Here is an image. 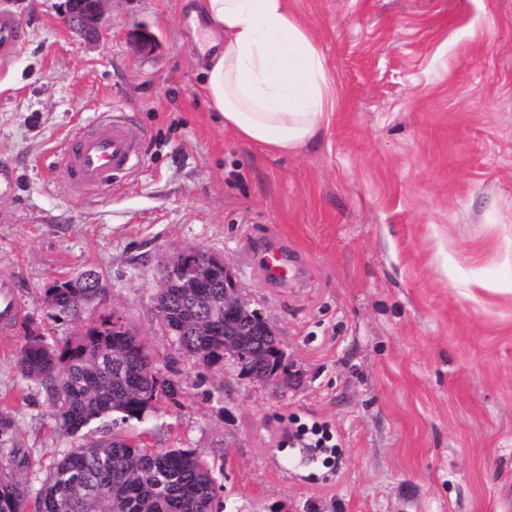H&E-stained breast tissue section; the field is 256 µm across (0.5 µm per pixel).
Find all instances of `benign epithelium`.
<instances>
[{
  "label": "benign epithelium",
  "mask_w": 512,
  "mask_h": 512,
  "mask_svg": "<svg viewBox=\"0 0 512 512\" xmlns=\"http://www.w3.org/2000/svg\"><path fill=\"white\" fill-rule=\"evenodd\" d=\"M107 2L68 0L66 22L77 30L96 34L106 23ZM131 42L141 54L152 53L156 46L154 38L143 29L133 33ZM217 278L224 279V363L277 392L285 391L296 380V374L289 368L273 372L266 369L269 360L284 358L286 353L270 324L251 308L223 258L192 246L177 248L161 260L156 288L161 294L168 288H181L187 300L198 302L204 299L200 289L212 287Z\"/></svg>",
  "instance_id": "7a95c632"
}]
</instances>
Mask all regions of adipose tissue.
I'll list each match as a JSON object with an SVG mask.
<instances>
[{
  "instance_id": "obj_1",
  "label": "adipose tissue",
  "mask_w": 512,
  "mask_h": 512,
  "mask_svg": "<svg viewBox=\"0 0 512 512\" xmlns=\"http://www.w3.org/2000/svg\"><path fill=\"white\" fill-rule=\"evenodd\" d=\"M192 17L214 37L203 91L225 129L285 153L329 124L333 79L286 0H197Z\"/></svg>"
}]
</instances>
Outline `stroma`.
Returning <instances> with one entry per match:
<instances>
[{"label": "stroma", "mask_w": 512, "mask_h": 512, "mask_svg": "<svg viewBox=\"0 0 512 512\" xmlns=\"http://www.w3.org/2000/svg\"><path fill=\"white\" fill-rule=\"evenodd\" d=\"M193 0H109L87 39L65 0H12L28 30L0 64V274L21 317L0 335V463L25 449L39 484L73 439L15 357L30 331L76 325L45 299L87 271L109 283L178 404L120 425L152 448L196 450L225 512H512V0H288L336 82L337 109L305 146L265 152L225 130L196 62L208 47ZM158 39L137 53L136 29ZM124 124L138 165L91 195L58 166L67 138ZM301 268L282 288L255 247ZM191 245L231 266L273 326L296 384L283 393L178 352L156 310L166 252ZM324 424L331 464L285 440Z\"/></svg>", "instance_id": "35a3bbf8"}]
</instances>
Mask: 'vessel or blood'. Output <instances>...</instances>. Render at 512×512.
<instances>
[{
	"instance_id": "1",
	"label": "vessel or blood",
	"mask_w": 512,
	"mask_h": 512,
	"mask_svg": "<svg viewBox=\"0 0 512 512\" xmlns=\"http://www.w3.org/2000/svg\"><path fill=\"white\" fill-rule=\"evenodd\" d=\"M27 31L10 9L0 8V61H8L25 42ZM139 150L131 133L118 122H106L80 130L65 145L61 171L74 192L90 193L111 185L114 178L133 168ZM266 280L285 286L297 278V269L287 253L265 247L258 256ZM21 310L13 277L0 276V332L9 333L19 321Z\"/></svg>"
}]
</instances>
